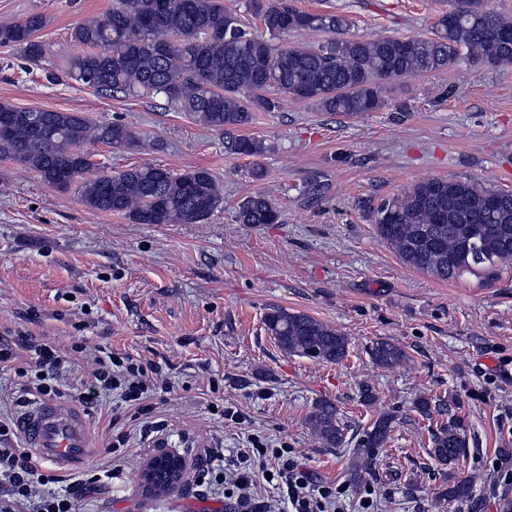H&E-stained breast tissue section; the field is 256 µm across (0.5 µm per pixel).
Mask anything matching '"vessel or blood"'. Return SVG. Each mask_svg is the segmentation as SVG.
<instances>
[{"label":"vessel or blood","instance_id":"1","mask_svg":"<svg viewBox=\"0 0 512 512\" xmlns=\"http://www.w3.org/2000/svg\"><path fill=\"white\" fill-rule=\"evenodd\" d=\"M18 426L24 447L42 464L80 469L95 453L86 414L67 402L36 401L20 414Z\"/></svg>","mask_w":512,"mask_h":512}]
</instances>
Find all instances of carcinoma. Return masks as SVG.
<instances>
[{
  "mask_svg": "<svg viewBox=\"0 0 512 512\" xmlns=\"http://www.w3.org/2000/svg\"><path fill=\"white\" fill-rule=\"evenodd\" d=\"M113 0L103 16L76 24L70 37L77 52L70 73L109 96L164 95L196 121L225 136L231 154L260 158L265 143L236 131L253 123L255 113L273 112L275 89L322 112L359 116L384 106L381 90L423 74L444 70L460 52L493 67L512 64V16L490 7V0H451L430 36L348 37V20L335 12L311 13L287 0H248L264 34L244 30L223 0ZM47 24L40 14L0 23V45L19 50L37 63L44 45L37 33ZM292 32L329 34L314 46L280 47L274 40ZM87 143L129 147L137 143L121 121L96 123L79 112L19 109L0 105V156L34 173L49 186L74 190L90 209L121 214L135 224H201L224 205L214 175L203 167L173 172L144 164L109 173L82 154ZM377 234L407 265L443 281L512 264V192L475 181L432 178L382 200L372 211ZM281 214L263 194L249 195L235 208L239 224H277ZM269 336L289 356L339 363L348 338L317 318L273 307L264 316ZM374 362L393 367L406 352L389 341L375 342ZM392 418L379 416L364 430L348 480L359 484L367 465L384 447ZM312 434L338 448L344 433L336 405L315 402L308 416ZM461 419L432 434L433 457L441 464L465 453ZM471 476L456 477L437 493L443 501H466Z\"/></svg>",
  "mask_w": 512,
  "mask_h": 512,
  "instance_id": "1",
  "label": "carcinoma"
}]
</instances>
